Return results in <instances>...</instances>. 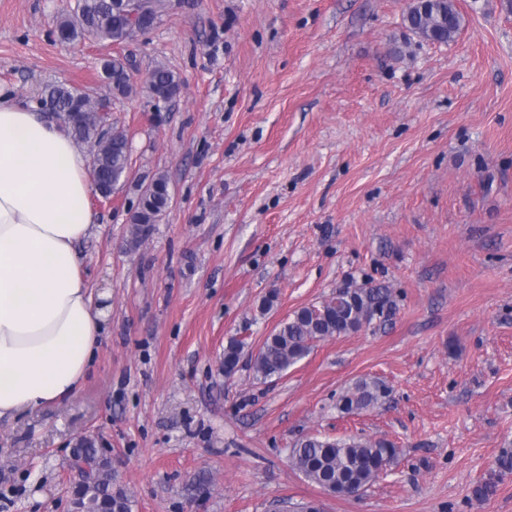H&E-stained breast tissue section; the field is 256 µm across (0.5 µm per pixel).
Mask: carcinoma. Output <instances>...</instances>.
<instances>
[{
	"label": "carcinoma",
	"mask_w": 512,
	"mask_h": 512,
	"mask_svg": "<svg viewBox=\"0 0 512 512\" xmlns=\"http://www.w3.org/2000/svg\"><path fill=\"white\" fill-rule=\"evenodd\" d=\"M147 6L144 24L149 29L161 16L163 0H143ZM411 28L431 31L440 41L451 40L461 27V16L452 0H440L436 11L423 17L416 13L406 18ZM128 20L122 14L119 0H79L76 9L59 21L57 33L66 42L92 41L119 44L125 38ZM103 79L109 96L127 97L133 90L131 76L117 58L102 64ZM181 78L172 70L156 67L149 79L150 93L160 101L177 96ZM96 97L74 86L59 83L45 88L40 107L59 119L69 121L73 111H96ZM74 138L94 147L91 168L96 173L101 194L110 193L112 180L124 181L130 166V146L126 132L103 117H89L71 124ZM153 189L140 197L137 210L131 217L133 242L147 237L166 213L170 204L168 181L160 175L152 180ZM391 303L388 293L366 285L338 288L336 294L319 306L303 307L294 312L274 332L265 338L252 368L256 376L267 380L281 377L288 369L304 359L312 343L332 337L346 336L358 331ZM244 344L232 338L224 347L222 367L230 377L238 369ZM389 396V387L378 379L362 378L342 393L336 402L340 413L352 415L373 409ZM398 459V449L384 439L349 436L341 439L310 437L294 443L289 460L298 472L324 490L350 497L363 494L381 474ZM73 467L79 469L83 480L76 488L84 512H132V501L112 490V477L98 458L97 449L90 443L75 456Z\"/></svg>",
	"instance_id": "cac0c4a2"
}]
</instances>
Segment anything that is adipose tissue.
Wrapping results in <instances>:
<instances>
[{"mask_svg":"<svg viewBox=\"0 0 512 512\" xmlns=\"http://www.w3.org/2000/svg\"><path fill=\"white\" fill-rule=\"evenodd\" d=\"M92 189L65 124L0 84V418L72 395L99 346L75 250Z\"/></svg>","mask_w":512,"mask_h":512,"instance_id":"1","label":"adipose tissue"}]
</instances>
